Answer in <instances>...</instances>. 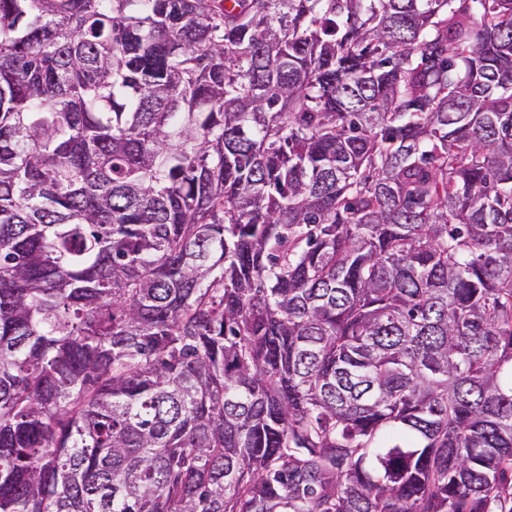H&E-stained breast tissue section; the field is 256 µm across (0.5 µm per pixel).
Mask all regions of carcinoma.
<instances>
[{
	"mask_svg": "<svg viewBox=\"0 0 512 512\" xmlns=\"http://www.w3.org/2000/svg\"><path fill=\"white\" fill-rule=\"evenodd\" d=\"M0 512H512V0H0Z\"/></svg>",
	"mask_w": 512,
	"mask_h": 512,
	"instance_id": "obj_1",
	"label": "carcinoma"
}]
</instances>
